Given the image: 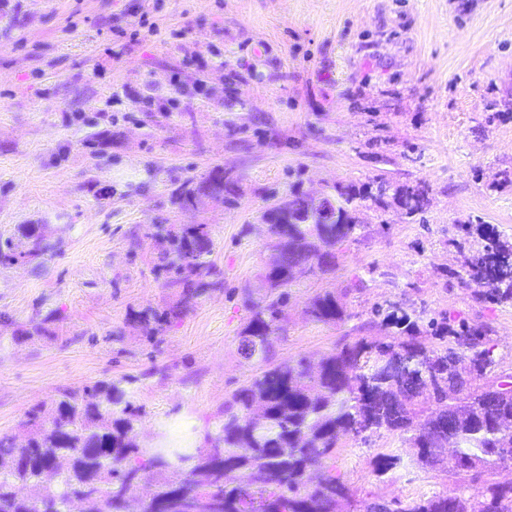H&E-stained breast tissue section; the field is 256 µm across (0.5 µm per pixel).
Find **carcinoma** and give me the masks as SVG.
Wrapping results in <instances>:
<instances>
[{
    "label": "carcinoma",
    "instance_id": "1",
    "mask_svg": "<svg viewBox=\"0 0 512 512\" xmlns=\"http://www.w3.org/2000/svg\"><path fill=\"white\" fill-rule=\"evenodd\" d=\"M375 183L376 192L365 196L379 203L389 196L409 218L424 211V183L393 185L383 177ZM231 192L224 169L215 168L179 189L174 203L219 206ZM365 196H328L310 215L303 195L294 193L262 213L271 254L257 296L245 301L238 336L239 355L256 370L224 402L221 426L205 434L204 445L172 448L164 431L141 444L145 411L115 383L63 387L50 407L27 412L26 444L0 434V512H48L52 506L66 512L77 493L90 512H138L133 490L148 474L156 512H185L190 500L201 512H336L348 488L324 461L342 436L365 442L383 432L416 448L420 468L448 478L443 492L389 500L394 512H512V486L495 477L499 467L512 465V433L499 428L512 417V388H504L512 373L499 369L491 323L385 300L359 326L378 327L384 338L359 336L338 345L316 371L304 357L275 359L290 288L305 276L336 270L338 248L358 229L356 200ZM465 232L478 236L479 248L453 275L473 287L471 297L481 305L512 304V241L486 224ZM147 234L162 238L154 268L165 273L167 287L180 289L165 309L134 315L143 335L159 341L222 283L204 280L213 268L209 225L150 224ZM56 250L46 225L20 224L15 236L0 242V265ZM303 313L328 325L350 318L344 298L331 292L310 298ZM450 457L458 460L453 470L443 467ZM373 459L380 482L401 464L400 455L384 448ZM315 464L324 467V477L309 486L304 474Z\"/></svg>",
    "mask_w": 512,
    "mask_h": 512
}]
</instances>
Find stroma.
<instances>
[{
  "label": "stroma",
  "instance_id": "35a3bbf8",
  "mask_svg": "<svg viewBox=\"0 0 512 512\" xmlns=\"http://www.w3.org/2000/svg\"><path fill=\"white\" fill-rule=\"evenodd\" d=\"M158 33L141 30V14ZM112 143L97 145L103 130ZM223 168L233 201L181 210L172 192ZM512 0H0V233L48 225L60 251L0 266V432L62 386L121 384L143 406V441L168 429L199 445L254 374L237 352L269 251L260 216L294 192L425 183L424 212L360 200L362 228L334 272L302 278L280 361L318 360L372 304L406 300L490 322L512 371V306L479 305L451 276L468 224L512 238ZM148 224H206L216 279L161 343L133 323L175 295L153 268ZM364 287L354 291L356 278ZM354 319L306 320L319 292ZM52 316L49 335L30 322ZM343 440L328 468L353 512L372 496L446 490L413 451L384 481L376 449Z\"/></svg>",
  "mask_w": 512,
  "mask_h": 512
}]
</instances>
